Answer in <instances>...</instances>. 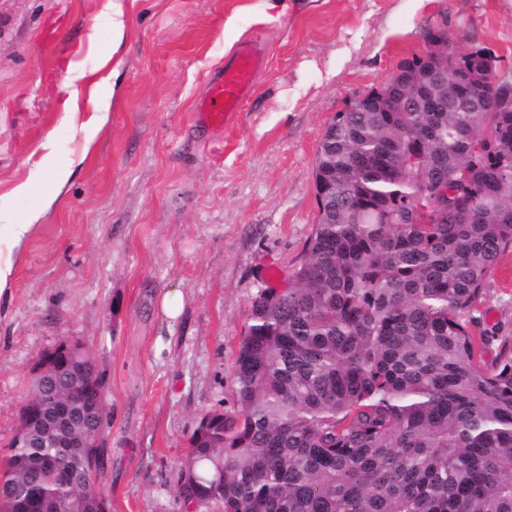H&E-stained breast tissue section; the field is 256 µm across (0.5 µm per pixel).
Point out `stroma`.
<instances>
[{
	"mask_svg": "<svg viewBox=\"0 0 512 512\" xmlns=\"http://www.w3.org/2000/svg\"><path fill=\"white\" fill-rule=\"evenodd\" d=\"M120 2L116 46L95 29L108 0H0V255L13 261L0 307V460L38 360L79 342L107 394L98 488L112 512H191L176 492L189 439L207 413L237 412L232 365L252 303L307 257L327 126L439 29L461 50L489 48L512 78V0ZM253 37L267 66L223 133H207L194 112L205 83ZM71 60L87 78L66 92ZM63 168L57 201L11 247L10 225ZM168 294L178 316L162 310ZM477 315L496 337L489 368L512 351V251Z\"/></svg>",
	"mask_w": 512,
	"mask_h": 512,
	"instance_id": "stroma-1",
	"label": "stroma"
}]
</instances>
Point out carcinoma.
I'll return each mask as SVG.
<instances>
[{
  "label": "carcinoma",
  "instance_id": "obj_1",
  "mask_svg": "<svg viewBox=\"0 0 512 512\" xmlns=\"http://www.w3.org/2000/svg\"><path fill=\"white\" fill-rule=\"evenodd\" d=\"M442 48L482 87L448 83L442 112L380 101L329 125L319 215L286 288H266L233 366L239 410L190 438L184 501L224 512H512V356L486 369L471 311L512 251V81ZM431 222L414 224L415 207ZM53 448L11 447L0 512H91L49 481ZM59 472L92 456L60 457Z\"/></svg>",
  "mask_w": 512,
  "mask_h": 512
}]
</instances>
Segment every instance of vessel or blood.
<instances>
[{
  "label": "vessel or blood",
  "instance_id": "obj_1",
  "mask_svg": "<svg viewBox=\"0 0 512 512\" xmlns=\"http://www.w3.org/2000/svg\"><path fill=\"white\" fill-rule=\"evenodd\" d=\"M266 65L267 54L261 43L254 40L241 43L234 61L207 83L196 106L198 123L208 129H222L232 115L241 112L257 75Z\"/></svg>",
  "mask_w": 512,
  "mask_h": 512
}]
</instances>
